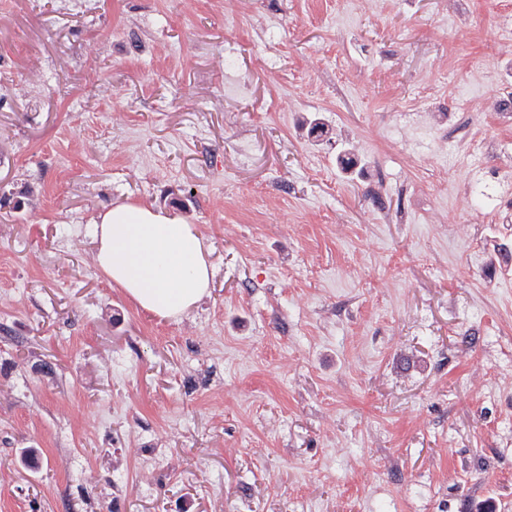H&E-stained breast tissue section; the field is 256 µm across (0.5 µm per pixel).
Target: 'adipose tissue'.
Segmentation results:
<instances>
[{"label":"adipose tissue","mask_w":512,"mask_h":512,"mask_svg":"<svg viewBox=\"0 0 512 512\" xmlns=\"http://www.w3.org/2000/svg\"><path fill=\"white\" fill-rule=\"evenodd\" d=\"M89 222L97 268L144 311L179 319L207 296L213 270L196 225L134 202L98 211Z\"/></svg>","instance_id":"ef3b65f1"}]
</instances>
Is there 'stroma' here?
I'll list each match as a JSON object with an SVG mask.
<instances>
[{"mask_svg":"<svg viewBox=\"0 0 512 512\" xmlns=\"http://www.w3.org/2000/svg\"><path fill=\"white\" fill-rule=\"evenodd\" d=\"M510 89L512 0H0V512H512ZM101 273L141 309L180 319L208 294L212 266L195 224L140 203H117L94 213Z\"/></svg>","mask_w":512,"mask_h":512,"instance_id":"1","label":"stroma"}]
</instances>
